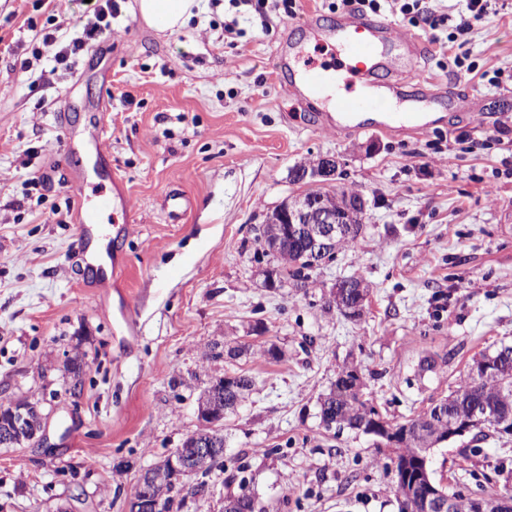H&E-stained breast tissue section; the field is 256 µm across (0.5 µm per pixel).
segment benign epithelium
Here are the masks:
<instances>
[{"label": "benign epithelium", "mask_w": 512, "mask_h": 512, "mask_svg": "<svg viewBox=\"0 0 512 512\" xmlns=\"http://www.w3.org/2000/svg\"><path fill=\"white\" fill-rule=\"evenodd\" d=\"M338 162L334 156H323L312 168L292 172L299 183L309 181L317 185H328L335 181ZM346 209L335 210L320 198L304 194L284 199L265 214L264 223L283 224L285 231L300 238L313 257L314 267L327 260L329 251H336V241L346 237L349 230L344 216ZM332 297L344 304V311L359 315L362 299H348L342 287H333ZM237 388L234 377H216L206 383L197 405L199 428L186 435L179 445L167 455L164 463L152 466L141 473L137 484L126 501L125 512H157L164 494L181 486L188 496L196 495L190 479L212 468L214 462L224 455V436L215 423L223 420L224 396ZM497 419L496 430L501 435L512 434V414L484 401L465 406L464 414L451 419L448 430L435 429V435L448 433L443 441L460 438L491 419ZM39 431L31 429L29 407L17 403L0 406V435L8 445L32 442L38 439ZM400 490L413 493L421 484L427 492L421 500L423 512H457L459 496L445 494L430 481L429 459L418 457L413 464H405L397 478ZM470 512H512V496L489 497L478 493H465Z\"/></svg>", "instance_id": "7a95c632"}]
</instances>
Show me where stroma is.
<instances>
[{
	"label": "stroma",
	"mask_w": 512,
	"mask_h": 512,
	"mask_svg": "<svg viewBox=\"0 0 512 512\" xmlns=\"http://www.w3.org/2000/svg\"><path fill=\"white\" fill-rule=\"evenodd\" d=\"M119 7L111 39L64 69L32 55L44 33L85 22L84 0H0V399L36 403L43 425L42 440L0 447V512H124L140 473L198 428L201 388L225 375L253 388L222 423L223 468L181 512H224L243 487L256 512H398L392 448L325 429L319 400L353 362L365 399L400 422L448 396L480 353L512 345V0H497L492 31L444 54L427 28L397 20L427 42L421 67L437 92L477 106L436 107L421 136L313 129L319 103L290 93L282 59L309 45L302 18L335 23L329 0H297L295 18L265 29L240 21L232 39L228 0H202L172 34L148 27L135 0ZM100 123L108 168L89 138ZM327 155L368 203L358 245L316 287H265L264 215L306 191L295 166ZM114 174L129 207L100 202ZM83 200L99 224L131 227L106 244L126 256L108 293L75 259ZM344 276L370 287L361 317L328 303ZM271 345L280 359L262 356ZM473 444L434 448L436 479L503 485L512 436L462 457Z\"/></svg>",
	"instance_id": "35a3bbf8"
}]
</instances>
